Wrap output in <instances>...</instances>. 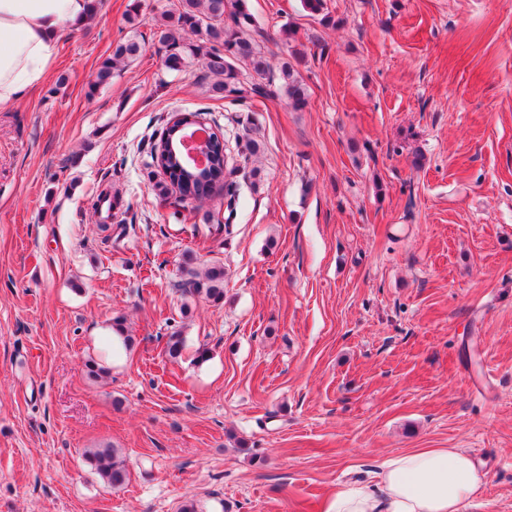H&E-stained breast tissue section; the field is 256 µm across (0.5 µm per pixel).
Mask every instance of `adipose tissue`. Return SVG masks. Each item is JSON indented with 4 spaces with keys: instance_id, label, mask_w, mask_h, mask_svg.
Segmentation results:
<instances>
[{
    "instance_id": "adipose-tissue-1",
    "label": "adipose tissue",
    "mask_w": 512,
    "mask_h": 512,
    "mask_svg": "<svg viewBox=\"0 0 512 512\" xmlns=\"http://www.w3.org/2000/svg\"><path fill=\"white\" fill-rule=\"evenodd\" d=\"M88 16L89 0H0V109L47 79L61 30ZM482 483L463 449L424 448L386 462L374 486L336 489L326 512H464Z\"/></svg>"
}]
</instances>
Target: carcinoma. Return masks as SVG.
Returning a JSON list of instances; mask_svg holds the SVG:
<instances>
[{"label": "carcinoma", "mask_w": 512, "mask_h": 512, "mask_svg": "<svg viewBox=\"0 0 512 512\" xmlns=\"http://www.w3.org/2000/svg\"><path fill=\"white\" fill-rule=\"evenodd\" d=\"M303 9L323 22H331L326 12L325 0H301ZM139 18V0H133L129 9V34L115 45L112 55L98 66L94 81L88 86V94L109 81L112 71L120 64L133 63L141 52V42L136 27ZM252 15L246 0H180L172 11L161 14L158 24V41L166 50L165 66L172 72H180L194 62H202L204 79L211 81L209 91L219 98L238 97L244 91V73L240 65H246L249 76L263 80L270 75L272 66L260 45L251 35ZM202 36L199 43L185 41V35ZM300 61L298 55L279 67L290 106L302 109L307 103L305 84L292 61ZM179 122L166 125L160 140L151 146L150 159L164 171L167 180L155 183V196L164 201L174 200L181 205L193 199L203 202L217 191V184L224 187L229 202L237 197L236 173L240 166L229 163L224 140L211 132L205 148L211 161L204 168H191L184 163L183 153L173 151L177 147ZM185 297H204L213 302L224 299V269L213 266L200 272L188 265L177 284ZM184 338L182 330L171 331L165 343V355L172 361L182 356ZM85 463L100 477L105 485L118 488L125 484L127 466L119 449L105 446L85 452Z\"/></svg>", "instance_id": "cac0c4a2"}]
</instances>
